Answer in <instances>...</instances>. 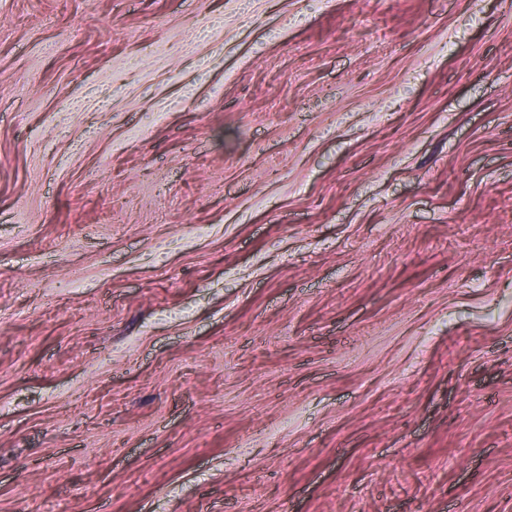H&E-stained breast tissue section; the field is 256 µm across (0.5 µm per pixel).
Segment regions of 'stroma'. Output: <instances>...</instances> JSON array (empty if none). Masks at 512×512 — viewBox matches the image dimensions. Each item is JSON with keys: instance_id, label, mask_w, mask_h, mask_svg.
I'll list each match as a JSON object with an SVG mask.
<instances>
[{"instance_id": "35a3bbf8", "label": "stroma", "mask_w": 512, "mask_h": 512, "mask_svg": "<svg viewBox=\"0 0 512 512\" xmlns=\"http://www.w3.org/2000/svg\"><path fill=\"white\" fill-rule=\"evenodd\" d=\"M0 512H512V0H0Z\"/></svg>"}]
</instances>
